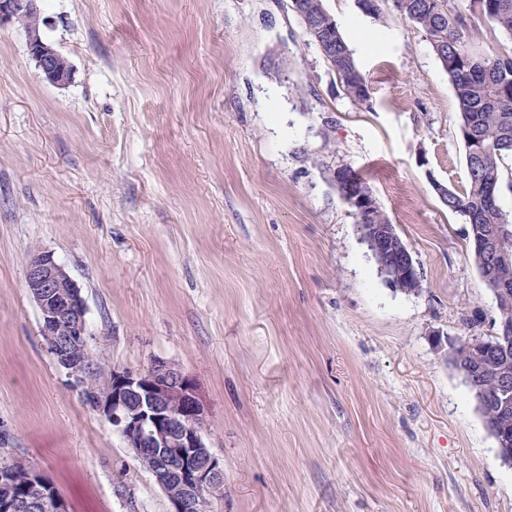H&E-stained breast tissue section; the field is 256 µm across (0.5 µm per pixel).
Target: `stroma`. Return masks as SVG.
<instances>
[{"instance_id": "35a3bbf8", "label": "stroma", "mask_w": 512, "mask_h": 512, "mask_svg": "<svg viewBox=\"0 0 512 512\" xmlns=\"http://www.w3.org/2000/svg\"><path fill=\"white\" fill-rule=\"evenodd\" d=\"M367 76L358 105L287 0H45L72 65L49 83L0 24V446L69 512H169L61 367L24 286L66 266L105 367L190 375L224 462L210 512H512L502 464L442 345L500 314L463 216L448 76L392 0H324ZM396 224L423 288L380 274L334 170Z\"/></svg>"}]
</instances>
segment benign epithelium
I'll return each instance as SVG.
<instances>
[{
  "label": "benign epithelium",
  "instance_id": "7a95c632",
  "mask_svg": "<svg viewBox=\"0 0 512 512\" xmlns=\"http://www.w3.org/2000/svg\"><path fill=\"white\" fill-rule=\"evenodd\" d=\"M26 13H40V0H0V24ZM28 44L50 83H69L71 74L62 65V53L36 30L29 31ZM344 195L353 214L362 218L379 208L375 197L353 183L344 186ZM510 233L505 224L492 225L472 247L483 280L501 300L512 295V251L499 246L500 238ZM367 244L390 282L408 294L420 292V271L391 226L373 225ZM25 288L39 308L40 333L56 361L71 374L80 375L85 358L76 354V347L87 344L86 305L74 280L53 254L41 251L26 264ZM462 342L479 355L498 356L503 348L480 336H467ZM94 410L133 454L154 450L158 463L149 473L166 495L169 512H209L212 490L224 483V462L206 443L205 409L191 376L159 359L143 368L114 369L112 380L95 390ZM14 478L10 466H0V512H30L33 503L46 512H68L63 497L39 470L29 471L22 494L14 492Z\"/></svg>",
  "mask_w": 512,
  "mask_h": 512
}]
</instances>
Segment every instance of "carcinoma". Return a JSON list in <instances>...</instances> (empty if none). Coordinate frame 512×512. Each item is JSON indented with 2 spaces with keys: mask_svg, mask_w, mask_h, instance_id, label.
I'll list each match as a JSON object with an SVG mask.
<instances>
[{
  "mask_svg": "<svg viewBox=\"0 0 512 512\" xmlns=\"http://www.w3.org/2000/svg\"><path fill=\"white\" fill-rule=\"evenodd\" d=\"M487 12L484 22L512 39V0H469V15L479 16L477 2ZM300 23L325 17L323 0H298ZM399 10L425 34L440 31L445 44L440 54L448 56L444 70L454 92L459 111V137L465 148L467 184L462 191L448 190V211L465 217L467 224H507L512 227L501 207L485 202L486 183L502 181L501 162L511 156L512 143V49L484 55L471 46L468 15L452 7L450 0H396ZM317 46L345 95L363 105L370 100V89L359 69L348 41L333 22L310 37ZM82 378L96 386L112 379V369L93 362ZM469 392L485 396L490 405L481 409L487 430L494 418L507 422L512 429V391L504 395L499 387L496 365L479 370L467 385Z\"/></svg>",
  "mask_w": 512,
  "mask_h": 512,
  "instance_id": "obj_1",
  "label": "carcinoma"
}]
</instances>
